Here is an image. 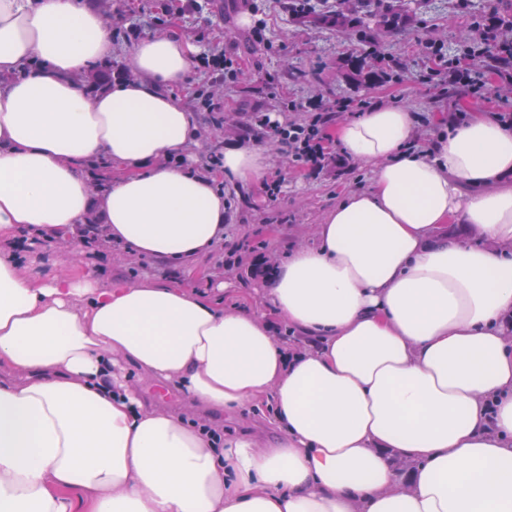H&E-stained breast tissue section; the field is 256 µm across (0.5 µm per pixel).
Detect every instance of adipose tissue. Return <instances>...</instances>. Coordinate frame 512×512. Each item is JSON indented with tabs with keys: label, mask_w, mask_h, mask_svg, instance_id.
<instances>
[{
	"label": "adipose tissue",
	"mask_w": 512,
	"mask_h": 512,
	"mask_svg": "<svg viewBox=\"0 0 512 512\" xmlns=\"http://www.w3.org/2000/svg\"><path fill=\"white\" fill-rule=\"evenodd\" d=\"M113 52L94 0H0V512H512V128L473 105L422 148L404 106L341 122L372 184L323 213L253 308L223 282L46 279L19 240L93 213L174 264L224 237L180 95L197 49L147 35L132 80L86 92ZM99 156L124 169L101 194L85 174ZM270 165L261 147L223 151L242 186ZM452 222L464 233L445 236ZM130 365L204 410L264 399L277 437L213 443L143 402Z\"/></svg>",
	"instance_id": "ef3b65f1"
}]
</instances>
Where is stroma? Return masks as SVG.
<instances>
[{"instance_id": "35a3bbf8", "label": "stroma", "mask_w": 512, "mask_h": 512, "mask_svg": "<svg viewBox=\"0 0 512 512\" xmlns=\"http://www.w3.org/2000/svg\"><path fill=\"white\" fill-rule=\"evenodd\" d=\"M396 1L410 15L411 24L393 35L374 30L368 41L360 42L341 30L302 24L285 9L283 0H258L267 24L266 38L259 43L253 41L250 26L240 22L247 12L243 0H198L194 12L176 20L173 33L196 46L203 56L235 45L242 75L237 84L224 89L229 123L193 149L200 158L197 171H204L203 160L209 150L241 142L239 123L279 109L287 98L315 96L327 104L341 103L345 119L364 99L407 106L421 118L418 142L422 145L439 132L449 107L465 111L477 103L488 111H498L496 95L478 99L461 87L446 91L426 83L424 76L432 51L448 58L463 56L466 41L488 7L497 1L507 11L512 9V0ZM377 57L383 60L377 78L361 83L355 76L359 60L370 62ZM371 177L370 170L362 166L342 175L315 177L274 158L268 178L281 186L277 200L267 201L258 186L226 185L232 208L224 238L187 266L149 257L136 259L125 251L84 263L70 240L53 245L38 240L32 247L39 251L48 278L63 272L81 278L93 270L124 277L133 267L140 279H162L198 289L225 281L248 294L261 287L271 266L288 248L311 241L327 208L335 206L347 191L367 188ZM232 246L238 247L241 263L228 270L221 262Z\"/></svg>"}]
</instances>
